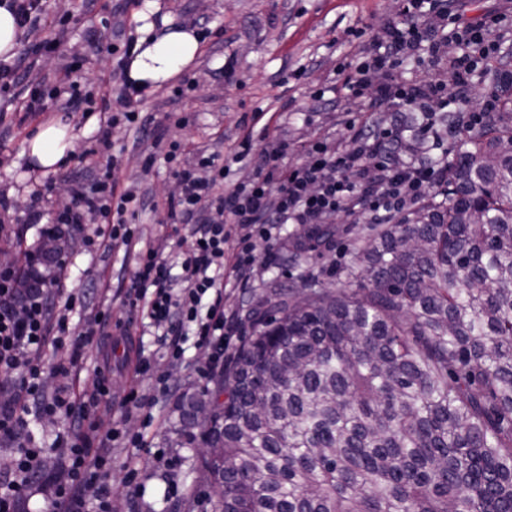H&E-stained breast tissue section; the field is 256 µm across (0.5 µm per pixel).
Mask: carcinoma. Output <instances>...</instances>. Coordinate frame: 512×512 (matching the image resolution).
<instances>
[{
	"label": "carcinoma",
	"mask_w": 512,
	"mask_h": 512,
	"mask_svg": "<svg viewBox=\"0 0 512 512\" xmlns=\"http://www.w3.org/2000/svg\"><path fill=\"white\" fill-rule=\"evenodd\" d=\"M438 163L440 192L363 241L341 287L254 296L182 396L195 483L224 484L212 512H512V100ZM39 263L18 287L50 279Z\"/></svg>",
	"instance_id": "carcinoma-1"
}]
</instances>
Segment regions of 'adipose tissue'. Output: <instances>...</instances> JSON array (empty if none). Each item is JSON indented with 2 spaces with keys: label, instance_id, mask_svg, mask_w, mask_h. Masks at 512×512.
<instances>
[{
  "label": "adipose tissue",
  "instance_id": "ef3b65f1",
  "mask_svg": "<svg viewBox=\"0 0 512 512\" xmlns=\"http://www.w3.org/2000/svg\"><path fill=\"white\" fill-rule=\"evenodd\" d=\"M160 0H149L137 29L135 55L127 66V76L144 90L161 86L194 62L199 50L195 31L173 27L169 16L161 15ZM164 34H156V26ZM73 149L68 125L58 121L46 123L29 142V156L41 170L57 168Z\"/></svg>",
  "mask_w": 512,
  "mask_h": 512
}]
</instances>
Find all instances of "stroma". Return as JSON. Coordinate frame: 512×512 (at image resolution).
Segmentation results:
<instances>
[{
	"instance_id": "35a3bbf8",
	"label": "stroma",
	"mask_w": 512,
	"mask_h": 512,
	"mask_svg": "<svg viewBox=\"0 0 512 512\" xmlns=\"http://www.w3.org/2000/svg\"><path fill=\"white\" fill-rule=\"evenodd\" d=\"M162 10L174 26L195 30L200 49L194 63L169 83L146 93L138 110L143 132L118 126L103 131L100 110L116 106L123 78L118 58L109 51L112 30L106 27L124 0H97L87 9L85 0H43L49 19L64 20L69 35L52 51L31 53V42L21 39L11 60L12 82L0 88V221L8 230L0 234V253L20 262L23 253L40 242V227L33 212L56 215L62 204L59 186H73L93 173L115 170L120 182L138 185L144 192L146 209L141 222L156 237L172 275H179L178 237L162 223L158 205L177 195L178 184L165 163L163 149L179 142L183 158L197 151L219 154L231 163V179L246 181L263 164V150L271 139H286L289 164L301 163L308 146L323 137L348 141L346 115L361 122L389 118L393 104L368 112L361 100L342 89L334 68L348 63L357 48H370L375 29L400 21L397 0H162ZM467 15L480 18L491 10L500 14L490 38L496 53L484 61L471 79L470 105L464 114L480 111L492 101L486 73L512 72V0H467ZM126 33H133L137 8H125ZM360 30L358 40L347 38V29ZM233 61L232 80L224 78V64ZM44 78L52 79L53 99L46 112L20 120L17 109ZM323 100H316L318 90ZM264 110L262 124L253 132L249 159L233 160L236 136L255 110ZM58 121L70 126L74 150L66 162L45 173L32 166L28 144L42 125ZM108 135L110 148L99 145ZM337 233L331 246L303 251L301 264L287 261L278 241L255 239L257 258L250 289L226 288L224 303L240 309L268 281L292 288L302 273L322 275L326 283L339 285L337 271L350 252L371 231L369 214L339 213ZM67 285L84 295L87 303L109 311L117 328L98 339V349L108 355L106 373L112 380L115 404L98 402L91 412L101 426L119 421L131 432L145 431L148 450L113 448L112 512H179L192 494V478L186 459L191 451L177 447L172 412L179 396L204 387L213 371L214 348L191 345L184 360L173 362L163 344L152 336L143 341L154 356L155 371L164 375L174 396L163 399L150 379L132 380L127 351L131 337L120 329L130 315L121 290L136 268L132 253L96 250L80 245L67 252ZM143 397L138 408H122L120 401L130 389Z\"/></svg>"
}]
</instances>
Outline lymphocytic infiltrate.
Masks as SVG:
<instances>
[{"label":"lymphocytic infiltrate","mask_w":512,"mask_h":512,"mask_svg":"<svg viewBox=\"0 0 512 512\" xmlns=\"http://www.w3.org/2000/svg\"><path fill=\"white\" fill-rule=\"evenodd\" d=\"M404 22L392 25L374 39L372 50L362 52L354 67L339 65L352 96L361 98L369 110L394 101L403 110L431 113V96L437 84L430 80L401 79L397 68L404 58L420 50L438 54L439 32L447 19H454L462 55L446 62L461 90H468L480 60L496 49L487 35L497 20H471L461 10H449V0H405ZM382 70L385 82L366 88L363 76ZM345 124L354 134L348 145L328 139L310 144L306 159L291 166L284 161L285 145L273 140L264 151L262 170L245 183L230 182V168L215 153L198 154L194 163H181L173 175L181 191L166 206V216L190 230L191 243L182 254L179 281H172L160 246L139 227L143 200L138 189L120 186L102 175L91 190L76 187L79 208L51 219L53 228H83L88 216L99 222L87 235L89 244L133 251L137 262L126 291L131 311L147 319L149 327L166 348L170 360H181L185 339L181 328L194 325L197 344L210 345L224 337L237 323L235 312L224 307V282L246 289L252 284L257 259L250 248L252 238H271L280 224H324L337 212L353 213L368 207L376 222L418 203L424 192L434 189L433 166L393 156L402 148L401 124L357 126ZM377 168L375 182L363 175ZM278 195L277 210L268 207ZM238 228L236 246H229L225 225ZM55 293L42 288L27 291L17 286L14 270H0V373L19 377L20 383L8 401L0 400V435L17 438L9 464L0 469V512H18L21 499L42 496L60 512H112V456L109 442L143 449L142 434L129 433L120 423L99 430L88 417L87 405L111 400L112 381L97 374L90 386L75 390L60 387L53 395L42 391V352L48 344L69 343L73 358H81L94 337L107 336L112 324L106 311H89L83 296L56 283ZM63 298L60 314L52 312V297ZM77 313L80 329H72L69 313ZM37 398L41 414H62L69 419L66 433L58 436L53 450L20 439L27 423L28 398ZM54 453L63 471L61 479L45 480L42 461Z\"/></svg>","instance_id":"1"}]
</instances>
